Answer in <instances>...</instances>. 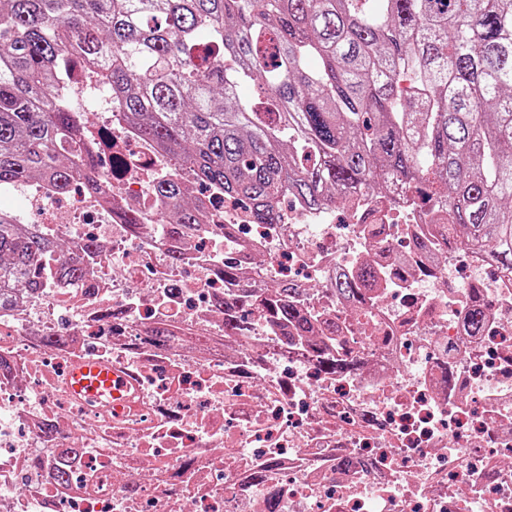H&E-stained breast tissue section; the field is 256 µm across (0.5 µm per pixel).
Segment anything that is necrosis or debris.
Instances as JSON below:
<instances>
[{
    "instance_id": "necrosis-or-debris-1",
    "label": "necrosis or debris",
    "mask_w": 512,
    "mask_h": 512,
    "mask_svg": "<svg viewBox=\"0 0 512 512\" xmlns=\"http://www.w3.org/2000/svg\"><path fill=\"white\" fill-rule=\"evenodd\" d=\"M71 82L101 190L0 186L17 223L66 243L42 287L0 309V512H512V274L439 249L409 194L340 213L295 201L251 224L215 192L209 222L170 236L153 192L167 155L103 84L78 68ZM228 261L295 283L315 328L287 335L260 300L236 301ZM364 263L377 287L337 299L336 274ZM336 356L349 372L324 368ZM87 359L129 375L133 405L71 395Z\"/></svg>"
}]
</instances>
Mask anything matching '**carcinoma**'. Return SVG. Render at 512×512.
I'll return each instance as SVG.
<instances>
[{
  "label": "carcinoma",
  "instance_id": "obj_1",
  "mask_svg": "<svg viewBox=\"0 0 512 512\" xmlns=\"http://www.w3.org/2000/svg\"><path fill=\"white\" fill-rule=\"evenodd\" d=\"M74 63L166 150L178 176L153 192L176 207L173 236L205 218L183 176L254 224L280 223L290 195L338 208L394 185L445 207L441 238L512 271V0H0V183L64 189L84 164ZM51 252L65 244L0 211V307L40 287ZM372 279L341 274L334 292L354 300ZM265 307L308 330L295 289Z\"/></svg>",
  "mask_w": 512,
  "mask_h": 512
}]
</instances>
